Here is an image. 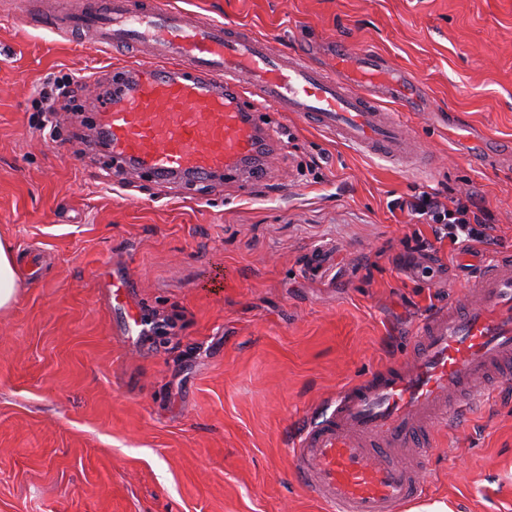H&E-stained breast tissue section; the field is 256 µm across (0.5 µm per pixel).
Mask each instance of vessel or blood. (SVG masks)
Masks as SVG:
<instances>
[{"label": "vessel or blood", "mask_w": 512, "mask_h": 512, "mask_svg": "<svg viewBox=\"0 0 512 512\" xmlns=\"http://www.w3.org/2000/svg\"><path fill=\"white\" fill-rule=\"evenodd\" d=\"M43 25L76 30L93 50L141 47L112 92L97 101L93 129L123 167L156 182L202 183L220 175L261 181L277 157L260 120L266 108L298 116L336 142L403 165L432 166L403 114L425 109L422 90L369 49L340 43L330 63L306 46L287 51L244 28L204 20L171 0H52ZM461 150L476 166L512 160L472 129ZM113 332L139 320L112 292ZM512 378V253L482 264L468 292L419 323L407 358L376 370L314 407L291 448L297 480L329 512H404L424 490V458L449 420L465 418L491 382Z\"/></svg>", "instance_id": "b4317fda"}]
</instances>
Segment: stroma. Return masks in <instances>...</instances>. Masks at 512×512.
<instances>
[{
    "label": "stroma",
    "instance_id": "obj_1",
    "mask_svg": "<svg viewBox=\"0 0 512 512\" xmlns=\"http://www.w3.org/2000/svg\"><path fill=\"white\" fill-rule=\"evenodd\" d=\"M172 2L288 49L380 53L425 90L428 112L407 120L437 166L399 169L270 109L282 151L256 187L113 186L89 128L69 111L43 121L35 99L47 78L135 56L21 28L20 0H0V241L19 276L0 310V512H324L293 472L298 424L403 359L477 272L447 240L401 264L432 230L390 202L477 191L494 230L475 251L512 248V166L458 151L472 128L512 149V0ZM319 247L331 261L313 276ZM119 281L144 318L175 328L113 335ZM426 466L424 502L512 512V383L449 424Z\"/></svg>",
    "mask_w": 512,
    "mask_h": 512
}]
</instances>
